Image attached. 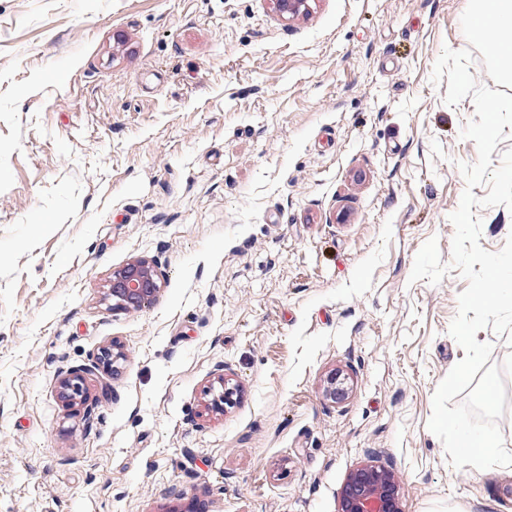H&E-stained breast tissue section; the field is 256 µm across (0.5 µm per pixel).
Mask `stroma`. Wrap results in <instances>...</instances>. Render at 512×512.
<instances>
[{"label":"stroma","instance_id":"1","mask_svg":"<svg viewBox=\"0 0 512 512\" xmlns=\"http://www.w3.org/2000/svg\"><path fill=\"white\" fill-rule=\"evenodd\" d=\"M471 7L0 0V512H337L375 455L404 512H512V467L454 468L427 427L467 283L409 280L429 239L450 263L478 156L436 59L471 50L512 95ZM475 213L500 250L512 211ZM137 257L162 291L112 313ZM114 341L120 371L92 369ZM223 366L241 398L215 416ZM88 369L61 371L58 378V398L67 407L83 405L87 400L86 375ZM350 389V377L336 370L327 377L323 392L332 403L342 404L349 398Z\"/></svg>","mask_w":512,"mask_h":512}]
</instances>
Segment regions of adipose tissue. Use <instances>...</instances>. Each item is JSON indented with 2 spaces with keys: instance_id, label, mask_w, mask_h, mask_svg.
<instances>
[{
  "instance_id": "obj_1",
  "label": "adipose tissue",
  "mask_w": 512,
  "mask_h": 512,
  "mask_svg": "<svg viewBox=\"0 0 512 512\" xmlns=\"http://www.w3.org/2000/svg\"><path fill=\"white\" fill-rule=\"evenodd\" d=\"M476 31L503 76L512 75V0H477Z\"/></svg>"
}]
</instances>
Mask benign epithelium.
<instances>
[{
	"mask_svg": "<svg viewBox=\"0 0 512 512\" xmlns=\"http://www.w3.org/2000/svg\"><path fill=\"white\" fill-rule=\"evenodd\" d=\"M274 10L283 19L305 13L309 0H271ZM162 282L154 264L143 257L134 258L112 271L107 297L114 313L142 309L156 301ZM126 360L123 346L112 343L98 354L95 366L107 372L119 369ZM86 369H68L58 378V398L68 407L83 405L87 400ZM240 387L222 367L209 385L204 387L206 410L222 415L233 407ZM350 377L340 370L326 379L324 395L334 404L349 398ZM338 512H404L403 491L399 478L389 465L377 461L363 463L347 475L341 489Z\"/></svg>",
	"mask_w": 512,
	"mask_h": 512,
	"instance_id": "benign-epithelium-1",
	"label": "benign epithelium"
}]
</instances>
